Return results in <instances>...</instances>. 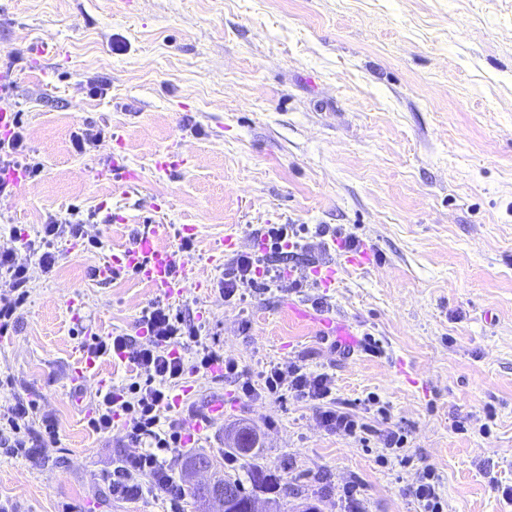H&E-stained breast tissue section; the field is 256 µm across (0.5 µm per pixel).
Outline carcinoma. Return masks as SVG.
<instances>
[{
	"mask_svg": "<svg viewBox=\"0 0 512 512\" xmlns=\"http://www.w3.org/2000/svg\"><path fill=\"white\" fill-rule=\"evenodd\" d=\"M250 483L251 488H246L245 483ZM279 485V477L267 467L252 463L246 471V479H241L231 474H224L213 482L199 486L191 491L196 500L207 506L206 512H248L246 504L254 497V491L261 490L273 492ZM232 487L237 492V499L224 501V488Z\"/></svg>",
	"mask_w": 512,
	"mask_h": 512,
	"instance_id": "carcinoma-1",
	"label": "carcinoma"
}]
</instances>
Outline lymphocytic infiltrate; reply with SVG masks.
<instances>
[{"label": "lymphocytic infiltrate", "instance_id": "lymphocytic-infiltrate-1", "mask_svg": "<svg viewBox=\"0 0 512 512\" xmlns=\"http://www.w3.org/2000/svg\"><path fill=\"white\" fill-rule=\"evenodd\" d=\"M87 238L98 248L102 241L87 236L85 223L78 218L53 220L43 225L36 239L23 238L20 229H13L19 248L0 250V331H7L27 301L31 282L28 265L17 259L18 249H25L38 258L43 273L52 272L57 263L54 243L63 236ZM262 257L258 254L237 256L224 270L223 293L232 300L237 292L256 287ZM143 322L148 339L134 345L124 336L94 337L89 346L93 356L112 355L124 358L133 372L130 383L97 392L94 409L87 424L96 433L111 432L121 425L127 442V452L103 473L113 497L138 499L146 495L163 496L169 512H184L187 497L166 467L164 452L181 447L183 432L176 422L162 424L164 411L170 409L168 391L182 382L187 373H209L212 365H222L227 377L237 380L241 392L251 398H281L283 393L311 400L318 404V419L329 432L341 437L358 438L367 431L365 423L336 404L334 381L329 374L311 373L301 364H277L264 372L260 382H252L239 371L234 358L205 349L193 365H185L177 349L200 336L198 328L187 323L171 308L156 304L146 313ZM30 405L18 402L0 410V447L8 453L27 451L31 441L29 428Z\"/></svg>", "mask_w": 512, "mask_h": 512}]
</instances>
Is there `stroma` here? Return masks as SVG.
<instances>
[{"label": "stroma", "mask_w": 512, "mask_h": 512, "mask_svg": "<svg viewBox=\"0 0 512 512\" xmlns=\"http://www.w3.org/2000/svg\"><path fill=\"white\" fill-rule=\"evenodd\" d=\"M1 69L16 77L42 171L0 193V249L10 228L33 235L74 209L104 245L58 239L56 271L33 270L0 335V407L34 403L41 437L26 455L0 447V498L19 512H164L156 498L112 499L99 475L124 434L86 426L100 384L125 383L130 366L103 356L86 378L72 369L92 336L144 343L141 316L160 299L132 272L103 281L92 269L149 224L166 225L162 244L179 252L192 224L203 288L169 300L200 330L185 364L203 345L254 379L303 364L330 374L337 404L376 432L340 437L314 402L254 400L224 376L190 374L172 390L170 415L187 427L165 455L178 483L245 474L247 458L228 450L246 431L290 490L282 512H344L352 480L363 512H419L411 489L427 468L445 512H512L501 496L512 485V0H0ZM86 125L105 135L81 153L73 135ZM118 148L138 181L97 178ZM164 151L183 165L156 171ZM270 224L304 226L305 246L266 253L263 284L225 301L226 263L256 251ZM321 225L355 236L370 264H344ZM229 234L236 250L220 253ZM320 318L354 330V353ZM368 336L376 352L360 348ZM217 398L223 417L190 430ZM46 416L55 438L42 435ZM390 429L405 447H385ZM201 455L211 468L188 470Z\"/></svg>", "instance_id": "stroma-1"}]
</instances>
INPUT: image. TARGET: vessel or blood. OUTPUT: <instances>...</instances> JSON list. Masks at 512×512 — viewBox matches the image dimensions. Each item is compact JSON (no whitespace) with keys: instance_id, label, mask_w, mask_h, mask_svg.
Returning <instances> with one entry per match:
<instances>
[{"instance_id":"1","label":"vessel or blood","mask_w":512,"mask_h":512,"mask_svg":"<svg viewBox=\"0 0 512 512\" xmlns=\"http://www.w3.org/2000/svg\"><path fill=\"white\" fill-rule=\"evenodd\" d=\"M11 85L10 74L0 73V131L5 133L9 132L16 117L8 104ZM164 233L165 227L161 224L144 230L132 246L113 252L110 263L99 269V277L106 278L114 271L126 269L135 272L163 297L170 298L180 294L189 286L190 281L176 278L177 257L159 244Z\"/></svg>"}]
</instances>
